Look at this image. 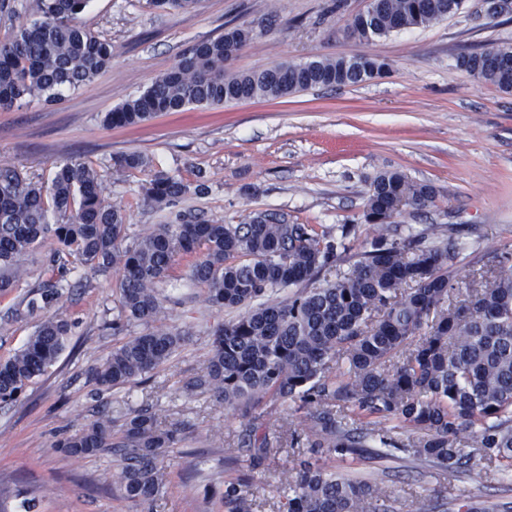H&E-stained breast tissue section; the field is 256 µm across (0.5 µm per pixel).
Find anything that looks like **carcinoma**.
<instances>
[{
	"instance_id": "carcinoma-1",
	"label": "carcinoma",
	"mask_w": 512,
	"mask_h": 512,
	"mask_svg": "<svg viewBox=\"0 0 512 512\" xmlns=\"http://www.w3.org/2000/svg\"><path fill=\"white\" fill-rule=\"evenodd\" d=\"M89 0H39L42 18L23 23L0 43V109L38 100L52 103L103 73L112 44L80 21ZM199 0H149L163 11H189ZM463 0H373L351 22L349 35L372 43L393 33L426 27L459 12ZM253 40L231 28L189 47L140 94L105 115L112 127L143 123L163 112L208 109L278 99L316 87L357 85L387 64L363 55L282 62L242 73L224 64ZM474 79L512 93V44L457 57ZM116 170L146 166L138 154L113 159ZM145 198L172 205L189 192L164 173L143 186ZM435 189L398 170L378 173L369 185L364 218L370 249L352 257L356 226L290 224L256 215L243 224L195 216L160 224L128 241L123 213L104 198L98 172L79 162L58 166L50 184L34 182L0 162V292L29 275L26 260L50 248L59 276L38 285L30 310H48L69 291L67 270L118 275V335L131 324L147 330L129 336L88 370L95 385L118 389L168 362L186 336L163 323L161 285L176 263L188 259L195 297L237 316L216 326L202 374L182 387L239 410L244 455L228 458L252 471L270 451L258 434L268 410L292 402L300 432L298 467L282 480L284 512H389L382 481L338 475L328 461L354 459L369 440L404 452L421 465L463 478L478 488L491 477L512 478V251L495 253L486 267L460 271L462 247L440 225L396 238L389 221L405 206L425 208ZM72 324L50 314L23 348L0 362V402L17 399L54 365ZM160 410L140 408L122 424L107 408L55 447L70 456L110 450L126 500H154L165 482L166 449L191 434L184 423L162 428ZM250 478L224 482L220 512H252ZM455 512H503L493 499L454 500Z\"/></svg>"
}]
</instances>
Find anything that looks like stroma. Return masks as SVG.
<instances>
[{"instance_id":"obj_1","label":"stroma","mask_w":512,"mask_h":512,"mask_svg":"<svg viewBox=\"0 0 512 512\" xmlns=\"http://www.w3.org/2000/svg\"><path fill=\"white\" fill-rule=\"evenodd\" d=\"M368 0H201L186 13H164L148 0H91L81 22L112 45V64L92 83L52 104L38 101L0 110V161L29 178L48 182L56 166L73 159L92 165L105 199L126 216L136 238L177 214L241 224L272 214L292 224H353L354 253L371 237L363 221L369 184L397 169L432 184L434 203L395 217V236L408 228L440 224L465 245L472 261L486 264L495 248L512 250V93L475 80L456 58L512 43V14L489 17L484 0H464L453 17L365 44L350 38L348 22ZM254 30L255 40L230 62L252 71L283 60L370 54L387 63L379 78L360 85L312 89L286 98L227 104L208 110L165 112L140 125L111 128L104 116L169 71L193 43L232 27ZM139 153L154 169L209 191L187 193L176 209L145 199L149 172L112 168L113 156ZM27 283L0 295V361L32 335L39 315L28 314L30 287L51 278L46 249L27 259ZM167 304V324L188 340L150 379L102 391L86 371L120 342L112 334L118 314L115 273L79 270L81 288L57 306L73 324L57 363L35 379L17 402L0 404V512H22L26 498L39 512H215L214 494L235 477L225 458L237 453L239 418L208 396L186 398L181 386L200 374L214 327L226 312L191 299L184 265ZM162 408L163 426L191 425L186 445L166 457V485L156 501L135 505L113 478L115 458L105 450L72 457L54 442L88 423L96 406ZM296 417L279 406L265 420L276 442L252 480L253 512H279L280 478L297 458L288 446ZM333 469L369 482L385 473L393 512H413L416 496L438 501V512L473 487L401 457L381 458L367 448Z\"/></svg>"}]
</instances>
